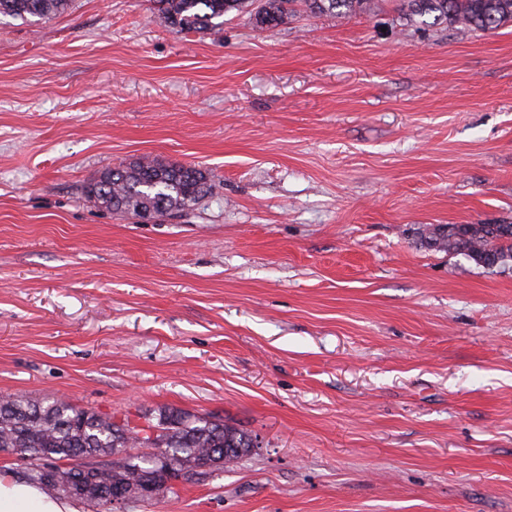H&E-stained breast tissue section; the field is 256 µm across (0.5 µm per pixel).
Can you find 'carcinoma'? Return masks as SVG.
Instances as JSON below:
<instances>
[{"label": "carcinoma", "mask_w": 512, "mask_h": 512, "mask_svg": "<svg viewBox=\"0 0 512 512\" xmlns=\"http://www.w3.org/2000/svg\"><path fill=\"white\" fill-rule=\"evenodd\" d=\"M70 0H0V15L21 20L51 19ZM158 21L166 27L204 32L224 24V16L247 14L254 26L274 28L302 8L314 15L350 18L366 8V0H154ZM399 20L407 27L434 25L491 32L512 23V0H398ZM211 191L206 171L194 165L141 157L126 165L106 166L84 186L89 201L113 213L140 220L175 217ZM423 244L464 255L490 268L512 263V224H426L418 231ZM255 447L253 438L219 416L201 417L161 409L139 422L117 421L63 399L32 401L22 396L0 398V448H29L34 458L27 478L50 498H67L98 512H114L112 498L120 490L123 503H149L136 488L150 480V458L138 453L152 448L169 461L172 471H191L204 458L210 472L236 463ZM121 449L112 468L88 480L70 467L77 458H106Z\"/></svg>", "instance_id": "cac0c4a2"}]
</instances>
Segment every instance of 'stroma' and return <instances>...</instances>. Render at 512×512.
I'll return each mask as SVG.
<instances>
[{"instance_id":"stroma-1","label":"stroma","mask_w":512,"mask_h":512,"mask_svg":"<svg viewBox=\"0 0 512 512\" xmlns=\"http://www.w3.org/2000/svg\"><path fill=\"white\" fill-rule=\"evenodd\" d=\"M396 18L0 17V396L258 441L126 512H512V266L416 235L512 223V26ZM143 155L211 195L148 222L85 197Z\"/></svg>"}]
</instances>
